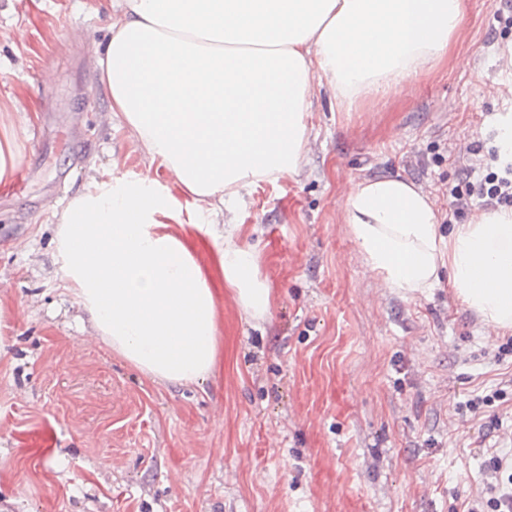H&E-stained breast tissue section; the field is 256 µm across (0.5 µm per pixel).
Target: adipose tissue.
Returning a JSON list of instances; mask_svg holds the SVG:
<instances>
[{"label": "adipose tissue", "instance_id": "1", "mask_svg": "<svg viewBox=\"0 0 512 512\" xmlns=\"http://www.w3.org/2000/svg\"><path fill=\"white\" fill-rule=\"evenodd\" d=\"M98 60L112 119L191 197L150 179L74 197L57 221L69 288L113 354L156 382L193 384L218 359L213 288L266 316L270 290L236 217L242 189L299 174L313 84L336 106L404 91L448 58L462 0H113ZM343 221L366 266L412 295L448 277L498 332L512 330V209L439 233L430 197L390 175L353 182Z\"/></svg>", "mask_w": 512, "mask_h": 512}]
</instances>
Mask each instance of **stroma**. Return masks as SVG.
<instances>
[{"mask_svg": "<svg viewBox=\"0 0 512 512\" xmlns=\"http://www.w3.org/2000/svg\"><path fill=\"white\" fill-rule=\"evenodd\" d=\"M500 0H465L448 60L414 92L336 109L313 86L302 171L241 192L262 252L266 320L216 291L218 363L159 383L114 356L66 289L57 212L103 184L150 177L175 192L108 117L97 61L110 0H0V113L21 145L0 183V512H463L483 449L512 454V378L450 284L385 288L342 222L351 182L400 175L434 200L473 145L498 148L512 111Z\"/></svg>", "mask_w": 512, "mask_h": 512, "instance_id": "obj_1", "label": "stroma"}]
</instances>
